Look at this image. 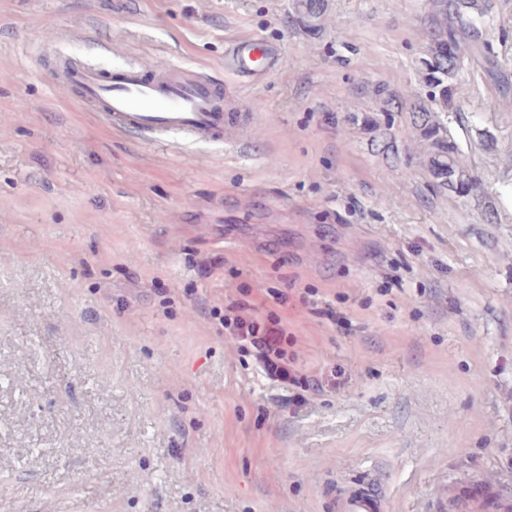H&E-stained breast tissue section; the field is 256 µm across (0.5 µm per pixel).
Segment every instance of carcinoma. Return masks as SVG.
Listing matches in <instances>:
<instances>
[{
	"instance_id": "carcinoma-1",
	"label": "carcinoma",
	"mask_w": 512,
	"mask_h": 512,
	"mask_svg": "<svg viewBox=\"0 0 512 512\" xmlns=\"http://www.w3.org/2000/svg\"><path fill=\"white\" fill-rule=\"evenodd\" d=\"M430 43L426 59L432 101L446 111L452 106L453 80L463 68L464 57H483L487 73L497 75V61L484 56L483 32L491 19V0H431ZM425 135L433 140L429 173L437 186L462 197H479L481 183L471 174L455 140L440 136L441 124L424 118Z\"/></svg>"
}]
</instances>
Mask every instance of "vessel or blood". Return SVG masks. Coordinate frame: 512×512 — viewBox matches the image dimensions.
<instances>
[{
  "label": "vessel or blood",
  "mask_w": 512,
  "mask_h": 512,
  "mask_svg": "<svg viewBox=\"0 0 512 512\" xmlns=\"http://www.w3.org/2000/svg\"><path fill=\"white\" fill-rule=\"evenodd\" d=\"M274 45L255 37L232 41L224 69L243 78L264 79L279 66ZM61 82L75 89L80 101L113 130L150 142L179 136L193 143L234 144L244 120L238 101L223 83L205 74L187 75L167 65L128 64L106 70L62 58ZM458 512H512V498L483 484L458 494ZM332 512H383L377 481L358 483L337 494Z\"/></svg>",
  "instance_id": "vessel-or-blood-1"
}]
</instances>
